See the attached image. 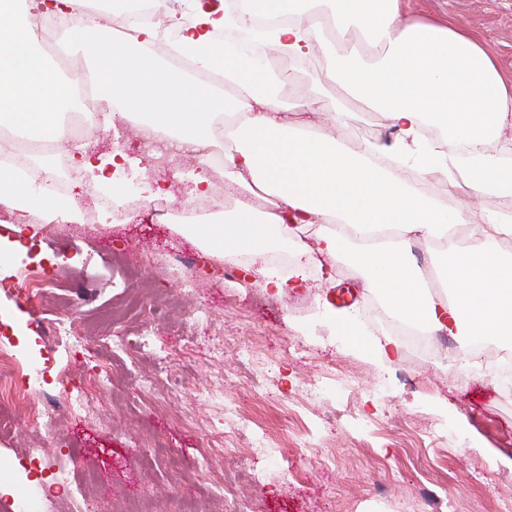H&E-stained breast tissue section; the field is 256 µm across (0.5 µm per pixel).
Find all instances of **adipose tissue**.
<instances>
[{"label":"adipose tissue","mask_w":512,"mask_h":512,"mask_svg":"<svg viewBox=\"0 0 512 512\" xmlns=\"http://www.w3.org/2000/svg\"><path fill=\"white\" fill-rule=\"evenodd\" d=\"M249 13L288 14V25L249 29V36L277 56H309L312 43L338 50L326 60L324 82L340 87L333 112L351 105L382 113L397 129L392 143L365 142L359 153L340 147L321 131L291 120L276 95L265 93L270 72L214 34L223 10L195 8L173 15L180 45L199 55L203 69L223 78L194 94L189 70L159 67L156 31L135 25L132 50L101 59L107 19H88L90 0H0V126L54 134L65 112L82 99L73 79L53 74L37 54L38 38L27 17L33 10L62 14L72 22L66 37L97 71L112 70L105 91L122 119L135 118L161 133L171 148L214 144L224 126V175L248 200L229 220L178 225L212 254L228 261L292 246L298 269L285 275L260 269L266 288L299 287L302 270L316 264L326 283L350 258L366 290L380 296L392 315L424 334L505 336L512 339V210L487 214L482 240L456 242L467 215L447 209L412 186L414 172L440 171L467 179L476 195L512 197V146L499 142L512 129V82L501 76L480 39L437 21L408 18L405 0H246ZM360 32L369 53L346 49ZM0 202L10 205L19 228L31 203L61 222L69 206L35 191L25 174L0 161ZM315 231L316 244L305 237ZM443 245L440 273L451 298L432 297L412 256L415 242Z\"/></svg>","instance_id":"1"}]
</instances>
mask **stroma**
<instances>
[{
    "label": "stroma",
    "mask_w": 512,
    "mask_h": 512,
    "mask_svg": "<svg viewBox=\"0 0 512 512\" xmlns=\"http://www.w3.org/2000/svg\"><path fill=\"white\" fill-rule=\"evenodd\" d=\"M411 16L451 23L476 35L512 79V0H408ZM323 54L309 56L292 77L273 69L271 90L313 127L350 152L368 141H393L396 130L377 112L354 110L333 122L335 88L317 86ZM130 191L116 213L95 224L59 230L34 225L25 252L0 265V356L16 370L0 435V512L21 499H41V512H73L81 499L97 512H425L431 497L453 512H496L512 500V377L500 361L459 360L471 342L440 335L435 352H403L384 367L354 348L319 308L357 311L370 339L389 331L374 312L350 260L336 266L333 287L308 267L307 288L268 294L253 274L229 276L224 264L174 232L193 212L232 214L243 196L225 184V205L195 195L200 167L156 174L152 160L132 155ZM159 183L167 223H157L146 186ZM194 262L196 286H180L177 260ZM46 287L57 311L88 334L71 353L44 332L38 297L10 287ZM152 327L156 338L144 335ZM128 342L106 349V329ZM43 372L28 383L29 365ZM67 366L72 385L107 369L110 381L89 397L81 415H63L49 430L30 410L47 398L64 401L55 383ZM354 389L337 390V376ZM154 378L158 390L140 380ZM323 383L303 402L302 390ZM245 433L234 435L240 421ZM41 457H32V449ZM64 470L59 485L54 469Z\"/></svg>",
    "instance_id": "obj_1"
}]
</instances>
